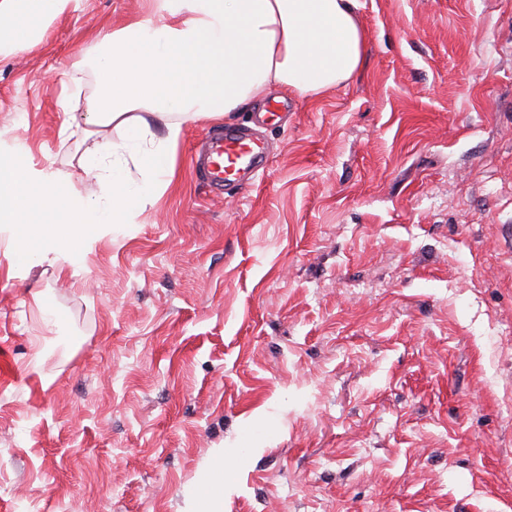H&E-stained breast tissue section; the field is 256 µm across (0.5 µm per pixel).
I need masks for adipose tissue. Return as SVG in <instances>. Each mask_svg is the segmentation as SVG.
I'll list each match as a JSON object with an SVG mask.
<instances>
[{
    "instance_id": "adipose-tissue-1",
    "label": "adipose tissue",
    "mask_w": 512,
    "mask_h": 512,
    "mask_svg": "<svg viewBox=\"0 0 512 512\" xmlns=\"http://www.w3.org/2000/svg\"><path fill=\"white\" fill-rule=\"evenodd\" d=\"M72 0H0V53L31 47L40 26ZM359 0H151V15L104 34L88 64L95 107L86 122L110 124L115 140L84 132L79 164L95 179L94 197L67 190L65 176L18 171L0 148V223H36V241L21 240L20 262L71 263L88 225L128 224L135 211L170 183L173 147L185 120L239 111L273 87L321 95L361 67L366 33Z\"/></svg>"
}]
</instances>
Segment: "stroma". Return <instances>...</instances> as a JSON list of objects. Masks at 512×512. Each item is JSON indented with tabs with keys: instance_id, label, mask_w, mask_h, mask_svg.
<instances>
[{
	"instance_id": "stroma-1",
	"label": "stroma",
	"mask_w": 512,
	"mask_h": 512,
	"mask_svg": "<svg viewBox=\"0 0 512 512\" xmlns=\"http://www.w3.org/2000/svg\"><path fill=\"white\" fill-rule=\"evenodd\" d=\"M148 0H79L0 55V145L78 168L64 78ZM360 71L185 122L170 186L73 265L0 235V512H512V0H359ZM262 129L247 188L197 180ZM49 301L61 314L48 324ZM207 480L211 490V501L199 503L198 511L192 512H222L224 508V451L218 452L207 468Z\"/></svg>"
}]
</instances>
